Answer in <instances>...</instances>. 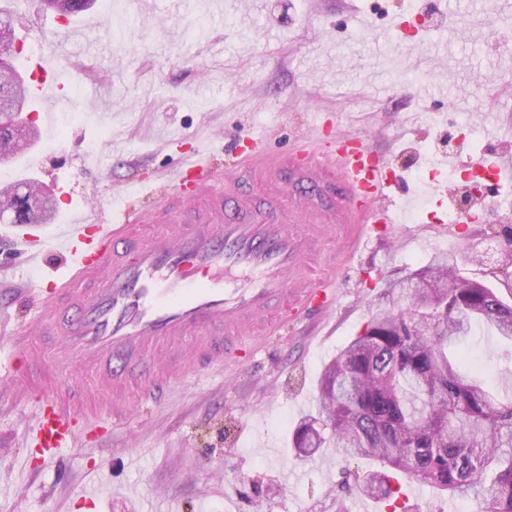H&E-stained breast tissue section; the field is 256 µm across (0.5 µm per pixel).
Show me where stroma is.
<instances>
[{
    "label": "stroma",
    "mask_w": 512,
    "mask_h": 512,
    "mask_svg": "<svg viewBox=\"0 0 512 512\" xmlns=\"http://www.w3.org/2000/svg\"><path fill=\"white\" fill-rule=\"evenodd\" d=\"M497 0H355L371 30L356 27L341 0H257L250 20L227 13L210 19L208 5L188 12L182 0H93L91 9L121 16V30L95 34L102 55L76 73V38L63 16L39 0H0L39 28L22 39L23 57L55 54L65 79L59 102L29 113L39 136L30 151L33 177L46 193L61 185L96 189L113 207H153L169 177L197 141L221 172L235 162L236 136L263 137L272 153L314 143L339 131L368 133L389 151L402 189L443 162L465 136L463 116H488L473 151L512 148V49L489 34L490 19L512 32V12ZM97 81L95 97L84 84ZM480 220L460 225L455 240L438 235L426 209L409 215L406 234L369 238L333 287L338 301L327 326L312 317L266 337L252 363L218 366L208 383H181L162 405L133 408L100 449H65V471L24 473L32 410L17 405L0 380V512H90L81 494L101 491L97 512H380L358 496L369 460L335 449L302 462L292 432L316 408L324 366L364 327L372 312L394 302L386 282L425 266L435 255L460 257L467 278L498 288L512 301V276L498 257L495 232L512 226V179L484 182ZM22 229L0 223V286L29 280ZM505 346L470 347L471 363L493 384L512 373Z\"/></svg>",
    "instance_id": "stroma-1"
}]
</instances>
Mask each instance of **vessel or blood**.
<instances>
[{
  "label": "vessel or blood",
  "instance_id": "1",
  "mask_svg": "<svg viewBox=\"0 0 512 512\" xmlns=\"http://www.w3.org/2000/svg\"><path fill=\"white\" fill-rule=\"evenodd\" d=\"M232 152L240 165L221 180L210 156L183 162L138 224L123 208L56 207L58 231L29 255L59 261L67 276L40 274L0 302L1 318L19 300L35 320L0 353V377L25 366L40 403L26 465L59 462L81 436L98 442L100 413L120 422L131 401L160 405L215 361L238 362L252 329L331 311L330 281L307 269L323 261L333 225H354L359 241L417 203L395 199L388 153L356 133L270 161L254 136ZM450 164L497 180L512 173L499 151L462 147ZM77 372L86 382L68 383Z\"/></svg>",
  "mask_w": 512,
  "mask_h": 512
}]
</instances>
